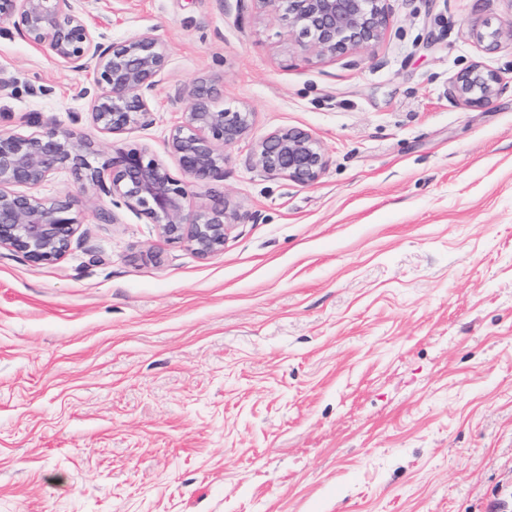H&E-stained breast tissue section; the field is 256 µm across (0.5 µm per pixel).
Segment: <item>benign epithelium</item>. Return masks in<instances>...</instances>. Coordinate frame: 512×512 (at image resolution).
<instances>
[{
    "mask_svg": "<svg viewBox=\"0 0 512 512\" xmlns=\"http://www.w3.org/2000/svg\"><path fill=\"white\" fill-rule=\"evenodd\" d=\"M82 0H0V22L7 21L35 48L85 75L79 95L91 97L93 123L103 133L121 135L146 126L151 102L161 81L167 46L152 34L135 35L119 44L98 41ZM288 17V25L306 40L308 51L322 60L377 45L391 24L389 0H256ZM504 77L475 63L459 73L449 95L465 107L489 104ZM171 111L184 115L169 133L168 145L178 158L183 178L146 149L119 148L101 166L96 143L58 126L29 135L0 134V247L35 263L58 260L69 249L80 221L77 198L66 193L44 199L15 191L36 186L67 169L81 191L95 189L158 225L171 241L189 243L204 257L224 246L229 228L241 215L211 207L192 218L184 215L189 187L224 176V150L247 138L253 111L246 105L216 106L205 77L181 88L168 100ZM252 165L270 176L300 184L315 182L328 157L309 132L274 131L254 144Z\"/></svg>",
    "mask_w": 512,
    "mask_h": 512,
    "instance_id": "obj_1",
    "label": "benign epithelium"
}]
</instances>
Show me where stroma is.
<instances>
[{
    "label": "stroma",
    "instance_id": "obj_1",
    "mask_svg": "<svg viewBox=\"0 0 512 512\" xmlns=\"http://www.w3.org/2000/svg\"><path fill=\"white\" fill-rule=\"evenodd\" d=\"M386 38L307 55L254 0H89L100 42L167 45L149 125L100 132L84 79L0 23V133L58 126L180 175L167 99L209 78L249 138L185 215H241L198 257L80 195L69 251L0 248V512H487L512 490V0H390ZM496 34L485 50L476 33ZM481 63L479 108L448 89ZM308 131L301 185L253 144ZM111 210L102 222L99 209ZM504 79L499 73L475 63L455 77L449 95L465 107L485 106L497 95ZM251 162L267 175L307 185L324 173L328 157L312 134L287 128L274 131L257 141Z\"/></svg>",
    "mask_w": 512,
    "mask_h": 512
}]
</instances>
